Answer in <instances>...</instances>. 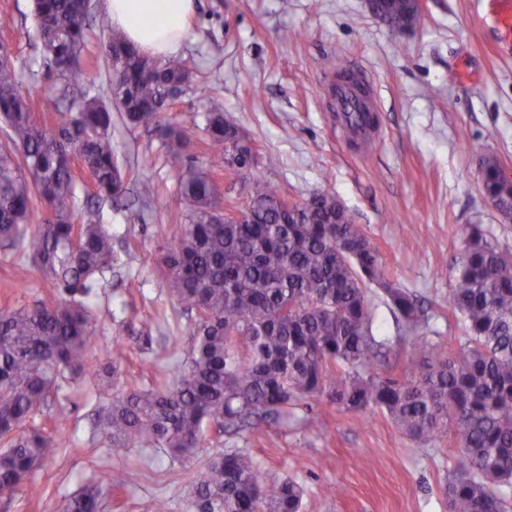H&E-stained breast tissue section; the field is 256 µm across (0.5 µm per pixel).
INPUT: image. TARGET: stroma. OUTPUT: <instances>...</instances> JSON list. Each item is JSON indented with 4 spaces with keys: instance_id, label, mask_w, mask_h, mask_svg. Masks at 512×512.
I'll return each mask as SVG.
<instances>
[{
    "instance_id": "obj_1",
    "label": "stroma",
    "mask_w": 512,
    "mask_h": 512,
    "mask_svg": "<svg viewBox=\"0 0 512 512\" xmlns=\"http://www.w3.org/2000/svg\"><path fill=\"white\" fill-rule=\"evenodd\" d=\"M503 0H424V19L397 37L375 18L366 0H197L190 33L177 54L192 75L172 115L184 124L187 152L210 164L201 127L191 113L221 110L257 149L256 175L277 183L292 201L326 191L361 224L391 267L399 287L415 293L429 317L424 334L439 349L465 334L452 318L448 293L469 225L478 224L512 251V219L485 196L484 155L512 169V24L501 20ZM14 19L0 29L23 92L38 122L55 129L65 100L39 54L33 0H0ZM79 89L111 101L104 40L95 22L85 27ZM366 80L378 122L372 146L361 148L342 128L330 89L341 73ZM112 150L130 184L152 182L156 202L135 195L96 204L88 185L80 207L98 205L120 265L95 288V306L114 321L95 326L94 363L112 359L119 323H140L168 307L157 271V247L185 221L186 205L160 140L112 114ZM16 251L0 246V309L45 297L38 273L16 283ZM187 318L168 317L159 336L124 338L122 379L158 375L188 353ZM69 417L59 432L60 455L37 468L20 493L0 495V512H59L88 481L109 483L133 467L138 481L112 498L110 512H184L191 475L224 448H244L262 470L291 478L303 489V512H448L444 485L461 459L451 441L427 443L404 435L380 410L347 412L323 401L318 431L303 428V410L286 426L262 428L224 444L209 442L188 465L165 449L108 456L105 436H90L97 400L83 380L68 388Z\"/></svg>"
}]
</instances>
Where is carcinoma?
I'll use <instances>...</instances> for the list:
<instances>
[{
	"mask_svg": "<svg viewBox=\"0 0 512 512\" xmlns=\"http://www.w3.org/2000/svg\"><path fill=\"white\" fill-rule=\"evenodd\" d=\"M40 53L63 85L68 105L52 132L37 125L20 91L13 63H0V244L32 259L52 294L20 309L0 310V494L12 495L41 463L59 452L64 419L60 393L89 375L91 326L114 320L89 297L117 265L112 235L91 218L74 222L78 173L101 201L126 193L125 171L112 150V110L85 91L70 95L81 69L89 0H34ZM368 10L393 36L422 22L412 0H368ZM112 71L113 101L127 122L155 131L177 172L188 224L163 241L158 271L169 301L193 325L187 356L172 378L147 387L119 384L126 359L112 348V396L90 421L108 454L166 448L185 466L205 432L242 437L276 425L303 407L301 420L320 430L325 417L310 401L324 398L351 412L379 409L410 438H452L463 457L444 487L448 512H512V253L469 228L456 259L449 303L467 336L457 348L426 351L428 326L417 296L393 281L379 248L331 194L278 205L282 190L252 174L256 157L224 113H205L211 165L185 155L182 124L164 118L170 92H185L191 74L174 59L140 53L112 33L109 17L95 18ZM249 178L244 219L226 220L216 176ZM486 197L512 219V182L493 156L483 158ZM47 212L31 224L39 203ZM384 295L399 339L396 350L378 334L371 288ZM407 357L419 372L401 379L384 365ZM125 468L106 485L83 486L63 512H104L112 494L134 484ZM303 489L267 479L252 454L231 448L211 458L193 482L186 512H302Z\"/></svg>",
	"mask_w": 512,
	"mask_h": 512,
	"instance_id": "obj_1",
	"label": "carcinoma"
}]
</instances>
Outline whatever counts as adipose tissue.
I'll use <instances>...</instances> for the list:
<instances>
[{"instance_id": "1", "label": "adipose tissue", "mask_w": 512, "mask_h": 512, "mask_svg": "<svg viewBox=\"0 0 512 512\" xmlns=\"http://www.w3.org/2000/svg\"><path fill=\"white\" fill-rule=\"evenodd\" d=\"M112 26L121 37L147 54L177 52L188 37L194 0H105Z\"/></svg>"}]
</instances>
